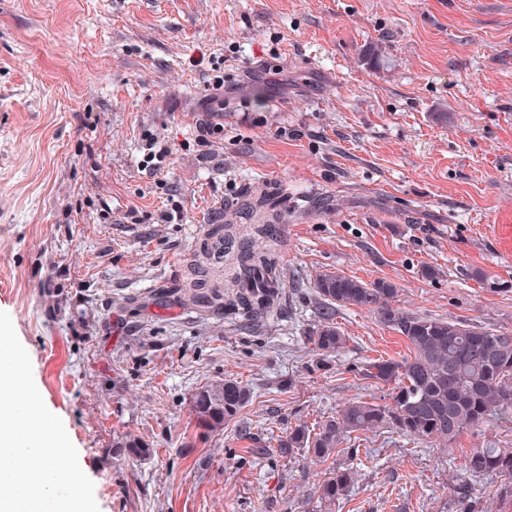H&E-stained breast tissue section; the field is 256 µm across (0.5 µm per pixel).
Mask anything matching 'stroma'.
Segmentation results:
<instances>
[{
    "label": "stroma",
    "mask_w": 512,
    "mask_h": 512,
    "mask_svg": "<svg viewBox=\"0 0 512 512\" xmlns=\"http://www.w3.org/2000/svg\"><path fill=\"white\" fill-rule=\"evenodd\" d=\"M212 120L223 132L198 145ZM147 131L178 147L163 173L143 165ZM264 192L280 219L250 244L281 272L277 309L185 303L201 245ZM495 224H512V0H0V311L100 512H512L498 477L464 471L473 449H512L504 426L445 446L359 431L324 462L275 451L383 399L368 363L410 354L347 307L345 349L321 358L317 275L512 333ZM225 378L251 398L215 434L191 402ZM133 438L153 456L128 455ZM346 467L354 484L324 505ZM354 478L355 472L351 467L331 471L320 487L321 500L330 506L334 505L349 491Z\"/></svg>",
    "instance_id": "obj_1"
}]
</instances>
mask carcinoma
I'll list each match as a JSON object with an SVG mask.
<instances>
[{
  "label": "carcinoma",
  "instance_id": "carcinoma-1",
  "mask_svg": "<svg viewBox=\"0 0 512 512\" xmlns=\"http://www.w3.org/2000/svg\"><path fill=\"white\" fill-rule=\"evenodd\" d=\"M279 278L267 253L244 246L231 287L201 297L188 285L183 296L193 304L203 298L229 313L258 318L275 308L279 289L274 283ZM314 288L322 313L308 341L317 354L330 358L345 348L346 336L332 314L338 307L354 306L378 312L407 340L411 356L400 361L379 359L366 369L367 376L393 384L389 402H349L313 429L298 424L277 439V452L291 456L294 449L303 448L311 457L325 459L357 431L387 427L416 440L448 443L478 427L512 422L511 333L402 311L391 305L396 288L384 280L365 283L326 272L316 277ZM248 399L245 387L226 379L200 387L192 397V409L199 425L214 432L235 419ZM464 470L472 476H498V494L512 502V450L476 448ZM354 478L351 467L331 471L320 487V499L335 504Z\"/></svg>",
  "mask_w": 512,
  "mask_h": 512
}]
</instances>
